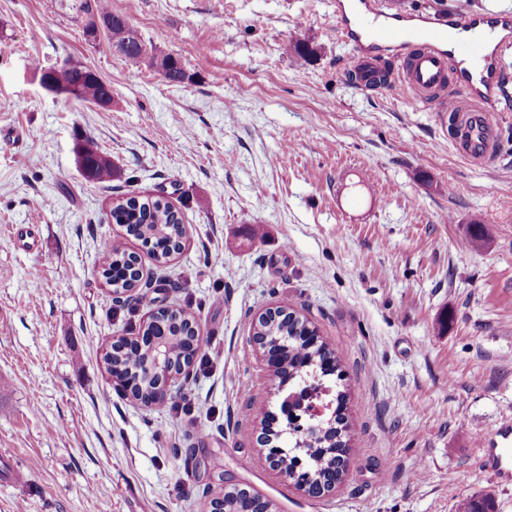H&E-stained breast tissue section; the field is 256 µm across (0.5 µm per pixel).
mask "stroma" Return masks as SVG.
Returning a JSON list of instances; mask_svg holds the SVG:
<instances>
[{"label":"stroma","mask_w":512,"mask_h":512,"mask_svg":"<svg viewBox=\"0 0 512 512\" xmlns=\"http://www.w3.org/2000/svg\"><path fill=\"white\" fill-rule=\"evenodd\" d=\"M390 3L512 12V0ZM108 4L181 59L185 83L88 38L72 0H0V512H209L233 487L273 512H457L484 497L512 512V485L477 459L512 422V98L502 162L477 166L434 113L345 78L332 0ZM36 60L96 70L111 107L47 92ZM85 136L112 181L79 171ZM132 195L182 213L166 263L112 223ZM19 232L38 248L8 247ZM112 241L142 269L129 304L101 276ZM162 302L195 318L201 358L142 408L100 351ZM276 307L341 358L349 465L319 498L259 440L279 395L252 325Z\"/></svg>","instance_id":"1"}]
</instances>
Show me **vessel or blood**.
I'll return each instance as SVG.
<instances>
[{"label": "vessel or blood", "mask_w": 512, "mask_h": 512, "mask_svg": "<svg viewBox=\"0 0 512 512\" xmlns=\"http://www.w3.org/2000/svg\"><path fill=\"white\" fill-rule=\"evenodd\" d=\"M336 34L351 50L350 72L360 89L376 84L396 99L447 114L453 147L480 166L499 158L502 57L512 50V13L389 12L381 0H335ZM481 467L498 481L512 479L504 447L482 451Z\"/></svg>", "instance_id": "vessel-or-blood-1"}]
</instances>
